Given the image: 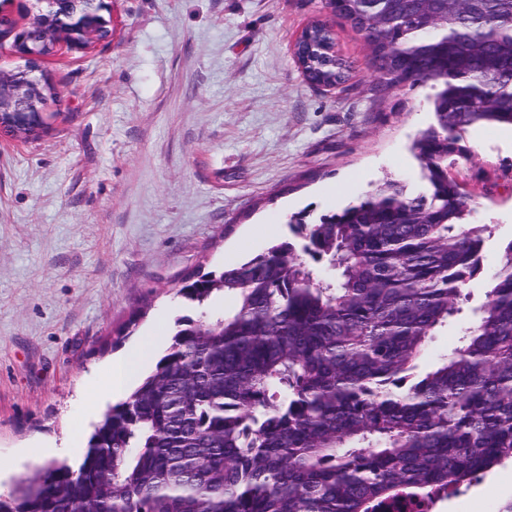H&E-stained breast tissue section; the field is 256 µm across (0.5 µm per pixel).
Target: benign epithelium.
I'll use <instances>...</instances> for the list:
<instances>
[{
	"mask_svg": "<svg viewBox=\"0 0 512 512\" xmlns=\"http://www.w3.org/2000/svg\"><path fill=\"white\" fill-rule=\"evenodd\" d=\"M108 0H0V43L10 39L24 65L0 69V139H27L45 124L56 88L41 62L59 48L87 50L112 41Z\"/></svg>",
	"mask_w": 512,
	"mask_h": 512,
	"instance_id": "benign-epithelium-1",
	"label": "benign epithelium"
}]
</instances>
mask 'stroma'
I'll list each match as a JSON object with an SVG mask.
<instances>
[{"mask_svg": "<svg viewBox=\"0 0 512 512\" xmlns=\"http://www.w3.org/2000/svg\"><path fill=\"white\" fill-rule=\"evenodd\" d=\"M323 0H112L108 46L43 63L59 89L40 134L0 144V494L40 448L77 465L92 431L83 397L112 356L164 354L196 272L291 238L289 220L335 213L383 179L418 189L412 140L433 121L430 83L383 88L343 21L342 86L308 84L292 54ZM452 171L487 225L484 274L512 241V129L466 136ZM482 281L432 337L425 371L459 346ZM512 461L440 500L498 512Z\"/></svg>", "mask_w": 512, "mask_h": 512, "instance_id": "stroma-1", "label": "stroma"}]
</instances>
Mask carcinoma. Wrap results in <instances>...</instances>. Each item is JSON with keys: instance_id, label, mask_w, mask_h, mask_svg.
I'll list each match as a JSON object with an SVG mask.
<instances>
[{"instance_id": "cac0c4a2", "label": "carcinoma", "mask_w": 512, "mask_h": 512, "mask_svg": "<svg viewBox=\"0 0 512 512\" xmlns=\"http://www.w3.org/2000/svg\"><path fill=\"white\" fill-rule=\"evenodd\" d=\"M387 85L433 82L411 150L425 188L387 180L179 293L197 316L77 467L18 479L0 512H374L452 493L512 459V241L463 344L416 372L481 272L488 226L448 168L468 131L512 128V0H336ZM307 78L345 80L329 22L303 33ZM236 297L229 313L210 309Z\"/></svg>"}]
</instances>
